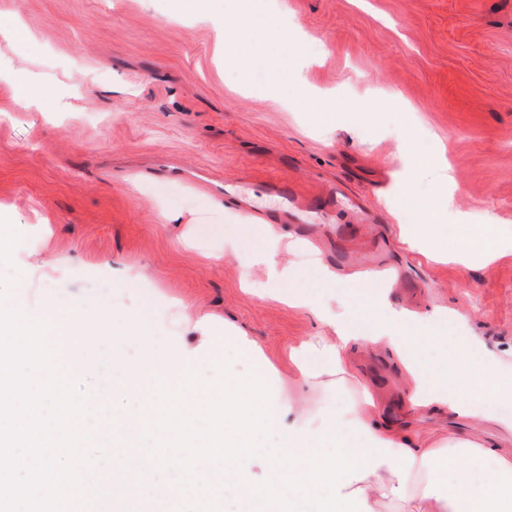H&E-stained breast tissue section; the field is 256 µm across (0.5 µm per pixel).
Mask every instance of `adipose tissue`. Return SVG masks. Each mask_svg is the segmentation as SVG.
I'll list each match as a JSON object with an SVG mask.
<instances>
[{
	"instance_id": "obj_1",
	"label": "adipose tissue",
	"mask_w": 512,
	"mask_h": 512,
	"mask_svg": "<svg viewBox=\"0 0 512 512\" xmlns=\"http://www.w3.org/2000/svg\"><path fill=\"white\" fill-rule=\"evenodd\" d=\"M259 235L261 243L252 255L253 263L264 266L270 280L292 287L291 306L309 307L306 280L278 258L276 232L264 224ZM467 236V248L450 255L410 225L398 227V237L410 251L434 262L450 258L468 266H486L512 251V240L500 236L495 225H469ZM436 318L448 320L457 330L440 344L450 360V370L444 376L423 368L414 359L410 341L415 332ZM322 321L330 330L329 336L302 343L291 353L301 385H318L328 377H350L345 350L351 342L365 341L389 347L403 358L410 382L408 402L417 417L441 412L479 423L483 417L472 403L473 395L512 402V382L503 379V371L511 362L486 349L482 338L468 332L465 317L455 310L438 307L430 315L389 310L381 321L326 315ZM187 356L186 350L171 349L168 369L155 375L130 372L125 364L113 363V371L124 375L116 386L119 395L153 392L159 380L179 383ZM272 412V432L278 436L279 446L270 455L271 477L278 484L305 492L328 489L330 498L314 501L315 512H384L385 505L392 502L407 504L409 512H512V449L487 447L482 435L451 437L442 430L411 435L380 425L374 403L365 394L344 414L326 415L321 431L311 427L305 412L292 399L274 401ZM157 417V412H143L137 405H129L113 416L109 425L99 426L98 433L103 436L108 429L125 426L131 442L126 453L138 460L144 452L142 421ZM349 428L357 431V442L326 453L325 442ZM485 463L491 466L486 479L475 482L477 466Z\"/></svg>"
}]
</instances>
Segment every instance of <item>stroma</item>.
Wrapping results in <instances>:
<instances>
[{"instance_id": "1", "label": "stroma", "mask_w": 512, "mask_h": 512, "mask_svg": "<svg viewBox=\"0 0 512 512\" xmlns=\"http://www.w3.org/2000/svg\"><path fill=\"white\" fill-rule=\"evenodd\" d=\"M285 3L302 37L274 43L242 0H0V271L27 275L29 303L59 318L90 309L96 370L79 382L104 416L125 406L114 355L160 368L182 344L206 377L215 342L245 376V341L308 402L313 427L365 385L381 422L465 430L415 419L390 351L352 343L353 375L336 389L298 386L290 353L322 333L317 310L371 312L376 291L358 286L371 271L395 309L458 310L488 350H512V253L483 268L432 263L397 230L461 248L464 226L447 218L462 212L512 237V0ZM226 24L238 39L222 42ZM18 84L54 95L19 105ZM405 142L418 163L403 194L391 155ZM435 155L451 169L447 198ZM258 224L304 278L336 272L335 287L310 289L312 308L273 299L250 265ZM117 308L140 325L113 322ZM166 485L112 477L124 512H161Z\"/></svg>"}]
</instances>
